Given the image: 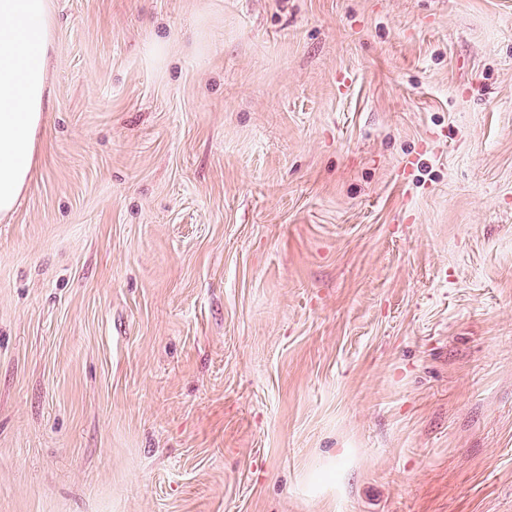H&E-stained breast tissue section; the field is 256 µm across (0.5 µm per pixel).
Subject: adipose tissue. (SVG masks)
<instances>
[{
  "label": "adipose tissue",
  "mask_w": 512,
  "mask_h": 512,
  "mask_svg": "<svg viewBox=\"0 0 512 512\" xmlns=\"http://www.w3.org/2000/svg\"><path fill=\"white\" fill-rule=\"evenodd\" d=\"M53 24L51 0H0V217L33 179Z\"/></svg>",
  "instance_id": "obj_1"
}]
</instances>
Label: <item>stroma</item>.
Segmentation results:
<instances>
[{"instance_id":"35a3bbf8","label":"stroma","mask_w":512,"mask_h":512,"mask_svg":"<svg viewBox=\"0 0 512 512\" xmlns=\"http://www.w3.org/2000/svg\"><path fill=\"white\" fill-rule=\"evenodd\" d=\"M53 10L0 512H512V0Z\"/></svg>"}]
</instances>
